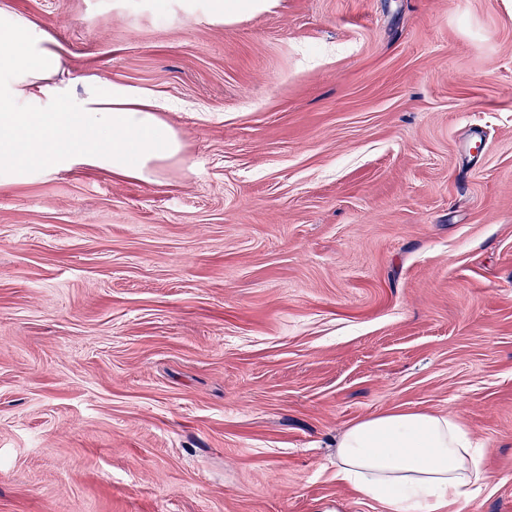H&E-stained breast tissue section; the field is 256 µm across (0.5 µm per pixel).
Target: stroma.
<instances>
[{
    "instance_id": "stroma-1",
    "label": "stroma",
    "mask_w": 512,
    "mask_h": 512,
    "mask_svg": "<svg viewBox=\"0 0 512 512\" xmlns=\"http://www.w3.org/2000/svg\"><path fill=\"white\" fill-rule=\"evenodd\" d=\"M181 159L0 185V512H382L348 426L456 415L512 512V0H0ZM254 0H209L210 14L213 18L224 20L226 15H243L254 9Z\"/></svg>"
}]
</instances>
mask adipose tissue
<instances>
[{
	"label": "adipose tissue",
	"instance_id": "obj_1",
	"mask_svg": "<svg viewBox=\"0 0 512 512\" xmlns=\"http://www.w3.org/2000/svg\"><path fill=\"white\" fill-rule=\"evenodd\" d=\"M49 31L0 7V185L79 166L154 182L182 144L168 104L127 85L64 78ZM336 477L383 512H459L485 485L483 451L457 416L395 409L351 424Z\"/></svg>",
	"mask_w": 512,
	"mask_h": 512
}]
</instances>
